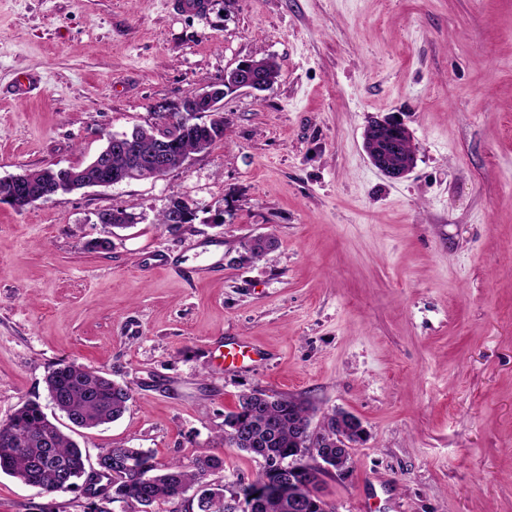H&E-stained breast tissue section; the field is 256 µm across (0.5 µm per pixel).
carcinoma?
Listing matches in <instances>:
<instances>
[{"mask_svg":"<svg viewBox=\"0 0 512 512\" xmlns=\"http://www.w3.org/2000/svg\"><path fill=\"white\" fill-rule=\"evenodd\" d=\"M257 77L271 85L279 76L280 67L271 57L257 60ZM225 125L212 132H183L176 123L168 134L175 137L179 153L190 156L202 152L224 139ZM156 129L137 128L130 134L140 160L138 177L153 176L150 157L155 144ZM32 191H56L63 187L45 167L34 171ZM51 403L68 418L86 429L120 419L132 400L131 389L113 381L105 373L74 362H62L48 372L45 379ZM317 407L303 396L268 393L253 389L239 395L234 410L224 414V445L246 452L260 461V470L250 482L238 481L232 488L208 484L204 498L193 500L196 512H290L288 498L279 494H253L275 483L276 466L288 462L301 444L318 448L338 461L342 467L351 463L350 449L326 443L327 432L336 426L345 427L347 441L358 444L360 433L347 421L336 420V412L325 413L316 433L310 428ZM112 476L100 486L84 487L87 495L97 497L93 512H112L119 502L138 512L160 504H174L186 498L189 491L205 484L206 476L221 468L223 461L213 454H200L191 462L161 463L149 449L113 447L99 455ZM86 458L78 444L56 424L49 422L41 405L27 401L0 425V472L45 494L69 491L83 478ZM317 469L295 476V490L309 504L308 512H329L323 499L315 503L313 492L320 491ZM240 495L246 508L236 509L229 495Z\"/></svg>","mask_w":512,"mask_h":512,"instance_id":"cac0c4a2","label":"carcinoma"}]
</instances>
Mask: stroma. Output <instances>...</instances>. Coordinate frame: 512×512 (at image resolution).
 Segmentation results:
<instances>
[{
    "label": "stroma",
    "mask_w": 512,
    "mask_h": 512,
    "mask_svg": "<svg viewBox=\"0 0 512 512\" xmlns=\"http://www.w3.org/2000/svg\"><path fill=\"white\" fill-rule=\"evenodd\" d=\"M259 57L276 82L225 97L186 167L0 204V424L33 400L89 461L208 452L230 486L259 467L222 443L239 395H302L367 429L324 479L335 512H512V0H0V178L84 165ZM385 117L416 148L400 179L364 149ZM174 198L194 223L158 224ZM234 339L266 360L224 366ZM61 361L128 385L123 417L72 428L45 385ZM89 507L0 473V512Z\"/></svg>",
    "instance_id": "stroma-1"
}]
</instances>
